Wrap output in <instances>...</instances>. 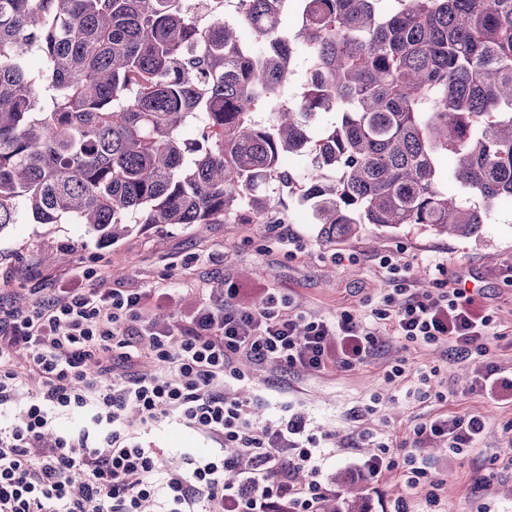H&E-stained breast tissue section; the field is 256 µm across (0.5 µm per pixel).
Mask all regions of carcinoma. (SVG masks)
<instances>
[{"label": "carcinoma", "mask_w": 512, "mask_h": 512, "mask_svg": "<svg viewBox=\"0 0 512 512\" xmlns=\"http://www.w3.org/2000/svg\"><path fill=\"white\" fill-rule=\"evenodd\" d=\"M186 2L0 0V232L262 224L299 191L328 238H471L512 201V0Z\"/></svg>", "instance_id": "1"}]
</instances>
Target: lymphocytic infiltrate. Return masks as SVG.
Returning a JSON list of instances; mask_svg holds the SVG:
<instances>
[{
	"label": "lymphocytic infiltrate",
	"instance_id": "lymphocytic-infiltrate-1",
	"mask_svg": "<svg viewBox=\"0 0 512 512\" xmlns=\"http://www.w3.org/2000/svg\"><path fill=\"white\" fill-rule=\"evenodd\" d=\"M380 265L388 291L367 320L347 311L307 318L271 294L240 303L234 288L223 306L199 299L176 324L148 320L140 295L121 289L73 288L8 310L0 317V512H322L336 488L317 435L295 415L274 428L256 422L250 401L227 386L255 363L306 372L365 364L379 351V324L414 345L449 347L474 365L478 390L511 403L512 374L488 359L499 336L491 310L455 281L418 292L399 277L398 257ZM20 351L25 374L13 365ZM20 396L24 410L8 417ZM86 408V425L55 430L57 411ZM131 410L145 425L176 420L220 449L168 466L164 449L134 441ZM484 430L477 415L437 416L414 428L400 464L390 443L377 441L366 472L402 471L388 512H443L419 445L438 438L460 455Z\"/></svg>",
	"mask_w": 512,
	"mask_h": 512
}]
</instances>
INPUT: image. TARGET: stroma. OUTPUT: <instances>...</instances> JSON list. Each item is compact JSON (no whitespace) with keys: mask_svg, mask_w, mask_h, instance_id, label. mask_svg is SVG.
Here are the masks:
<instances>
[{"mask_svg":"<svg viewBox=\"0 0 512 512\" xmlns=\"http://www.w3.org/2000/svg\"><path fill=\"white\" fill-rule=\"evenodd\" d=\"M274 216L272 224H137L107 244L81 224H14L0 233V306L29 298L35 288L47 296L72 288H120L145 295L152 316L172 322L186 313L191 298L201 294L219 304L233 286L287 296L308 316L331 319L344 310L362 315L379 305L386 286L381 257L399 252L421 290H432L442 273L480 290L501 332L489 346L490 357L512 371V284L503 277L512 265V205L490 212L477 238L369 224L356 234L327 238L296 197L285 198ZM438 261L443 270L435 269ZM379 343L377 359L351 369L304 373L251 365L249 382L237 392L251 400L257 421L304 416L336 452L328 478L336 480L340 498L358 496L360 512H384L399 490L397 476L376 482L361 473L373 439L400 446L412 442L417 424L436 415L480 416L485 432L469 455L452 457L444 443L425 444L428 478L439 484L447 512H512V470L494 462L512 451V403L474 390L472 365L445 349L409 344L385 327ZM397 359L405 361L406 373L387 381L385 371ZM422 372L431 376L425 398L415 393ZM128 423L143 446L166 449L174 465L188 449L212 445L182 425L149 427L133 414Z\"/></svg>","mask_w":512,"mask_h":512,"instance_id":"stroma-1","label":"stroma"}]
</instances>
